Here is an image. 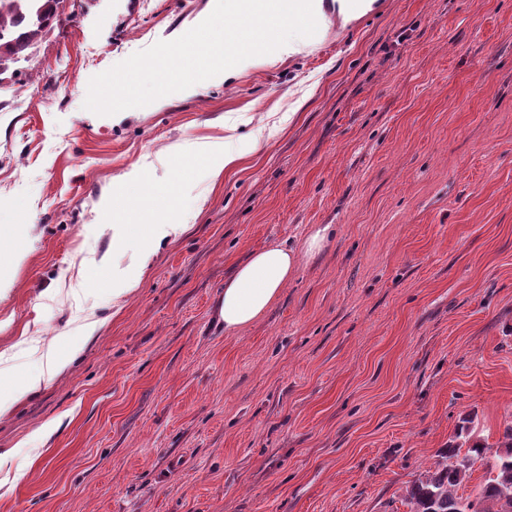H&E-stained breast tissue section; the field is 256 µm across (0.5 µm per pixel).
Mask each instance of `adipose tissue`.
<instances>
[{"label":"adipose tissue","mask_w":512,"mask_h":512,"mask_svg":"<svg viewBox=\"0 0 512 512\" xmlns=\"http://www.w3.org/2000/svg\"><path fill=\"white\" fill-rule=\"evenodd\" d=\"M330 5L335 6L337 19L346 24L373 12L378 0H224L223 13L205 17L192 34L193 50L204 62L182 76L181 87L190 91L202 81L235 77L247 66L272 57L304 53L309 43L299 38V30L324 26ZM237 158L236 151L223 143L202 142L197 144L192 160L182 164L181 175L190 177L195 166L205 164L212 179L217 180ZM119 200V212L143 217L146 234L135 271L124 275L122 287L112 291L116 303L139 288L161 242L185 230L174 221L180 202L177 183L152 182L137 166L123 182ZM336 234L334 225L315 224L308 229L302 247L272 243L250 252L224 281V291L215 306L217 321L228 332L254 325L280 299L301 262L329 250ZM30 353L39 367L12 384L9 394L0 395V415L53 380L68 364L52 339L32 340Z\"/></svg>","instance_id":"adipose-tissue-1"}]
</instances>
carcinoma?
I'll return each instance as SVG.
<instances>
[{
	"mask_svg": "<svg viewBox=\"0 0 512 512\" xmlns=\"http://www.w3.org/2000/svg\"><path fill=\"white\" fill-rule=\"evenodd\" d=\"M63 0H0V84L15 75L13 66L33 59L47 37ZM472 419L463 418L455 440L438 451L434 462L406 489L410 512H512V425L505 427L497 449L470 441ZM488 477L474 499L457 495L478 462Z\"/></svg>",
	"mask_w": 512,
	"mask_h": 512,
	"instance_id": "1",
	"label": "carcinoma"
}]
</instances>
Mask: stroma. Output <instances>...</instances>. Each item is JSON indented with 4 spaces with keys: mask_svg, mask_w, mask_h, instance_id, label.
Returning <instances> with one entry per match:
<instances>
[{
    "mask_svg": "<svg viewBox=\"0 0 512 512\" xmlns=\"http://www.w3.org/2000/svg\"><path fill=\"white\" fill-rule=\"evenodd\" d=\"M218 0H64L0 88V351L72 336L63 374L0 416V512H410L404 492L461 418L512 424V0H382L309 31L307 52L117 110L94 98L184 49ZM225 142L223 178L181 189L185 231L136 293L105 212L133 166L166 183L173 146ZM332 224L251 327L214 319L255 248ZM100 329L84 335L83 325ZM55 423L53 433L40 429Z\"/></svg>",
    "mask_w": 512,
    "mask_h": 512,
    "instance_id": "1",
    "label": "stroma"
}]
</instances>
